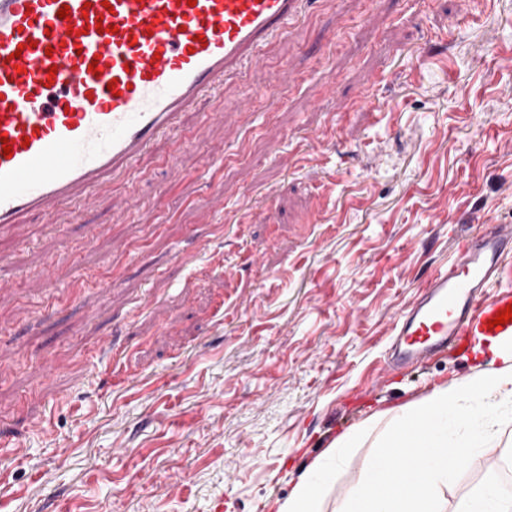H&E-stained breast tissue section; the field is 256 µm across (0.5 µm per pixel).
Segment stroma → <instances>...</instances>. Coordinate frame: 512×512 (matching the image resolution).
<instances>
[{
	"mask_svg": "<svg viewBox=\"0 0 512 512\" xmlns=\"http://www.w3.org/2000/svg\"><path fill=\"white\" fill-rule=\"evenodd\" d=\"M490 222L512 223V0H316L119 188L0 235V443L25 448L0 453V512H274L358 430L336 512L394 414L478 370L385 357ZM511 442L447 512L512 482Z\"/></svg>",
	"mask_w": 512,
	"mask_h": 512,
	"instance_id": "1",
	"label": "stroma"
}]
</instances>
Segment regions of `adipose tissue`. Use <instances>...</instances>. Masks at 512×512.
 Returning <instances> with one entry per match:
<instances>
[{
  "label": "adipose tissue",
  "mask_w": 512,
  "mask_h": 512,
  "mask_svg": "<svg viewBox=\"0 0 512 512\" xmlns=\"http://www.w3.org/2000/svg\"><path fill=\"white\" fill-rule=\"evenodd\" d=\"M475 351L487 356L485 367L435 385L420 401L397 412L379 451L364 458L362 476L338 512H444L442 491L455 474L448 464L449 452L469 458L496 442L503 426L498 411L512 407V349L495 340ZM360 437L357 430L339 435L298 475L292 492L278 502L277 512H323L336 469ZM392 448L409 449L416 471L393 464L388 455ZM455 512H512V484L488 475L458 502Z\"/></svg>",
  "instance_id": "obj_1"
}]
</instances>
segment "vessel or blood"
I'll return each mask as SVG.
<instances>
[{"instance_id": "obj_1", "label": "vessel or blood", "mask_w": 512, "mask_h": 512, "mask_svg": "<svg viewBox=\"0 0 512 512\" xmlns=\"http://www.w3.org/2000/svg\"><path fill=\"white\" fill-rule=\"evenodd\" d=\"M311 0H0V230L123 181ZM69 18H60V9ZM512 224L469 235L397 316L392 361L512 340Z\"/></svg>"}]
</instances>
